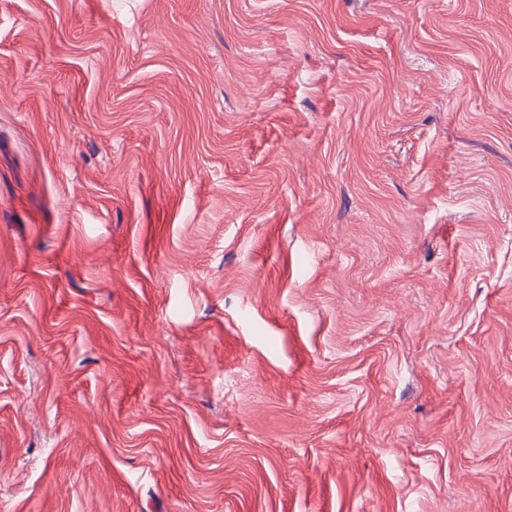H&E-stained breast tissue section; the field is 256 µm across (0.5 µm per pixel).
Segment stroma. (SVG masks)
<instances>
[{
	"label": "stroma",
	"mask_w": 512,
	"mask_h": 512,
	"mask_svg": "<svg viewBox=\"0 0 512 512\" xmlns=\"http://www.w3.org/2000/svg\"><path fill=\"white\" fill-rule=\"evenodd\" d=\"M0 512H512V0H0Z\"/></svg>",
	"instance_id": "obj_1"
}]
</instances>
